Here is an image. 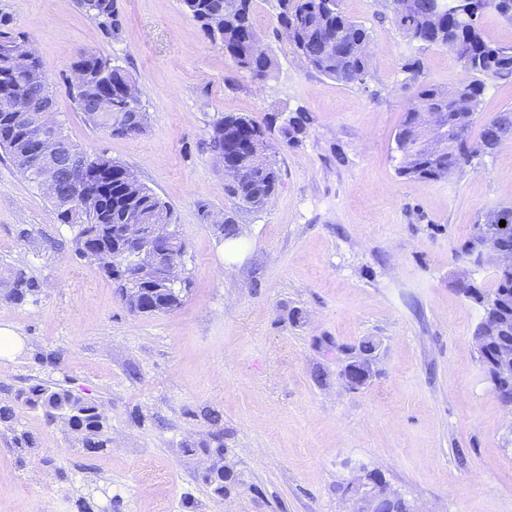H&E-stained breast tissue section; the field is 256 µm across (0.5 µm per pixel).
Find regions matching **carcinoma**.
Wrapping results in <instances>:
<instances>
[{"label":"carcinoma","mask_w":512,"mask_h":512,"mask_svg":"<svg viewBox=\"0 0 512 512\" xmlns=\"http://www.w3.org/2000/svg\"><path fill=\"white\" fill-rule=\"evenodd\" d=\"M244 8H231L228 0H182L185 11L200 25L205 36L220 41L224 55L235 66L253 77L266 78L274 67L268 52L258 53L254 45L261 42L253 26L254 0H242ZM392 11V20L398 30L410 41L424 48L439 47L448 50L469 74L465 84L448 86L418 81L423 61L413 59L405 65L411 80L417 82L413 99L404 112L395 134L396 150L400 155L397 175L404 179L441 180L472 164L473 160L493 154L512 142V110L496 113L481 125L478 136L472 135L475 117L489 79L506 80L512 77V43L492 39L484 28V20L492 16L512 25V0H410L404 12L400 0H385ZM99 12H86L106 32L115 34L119 25L114 20V0H97ZM277 28L288 29V44L309 67L319 74L345 86H364L371 76V59L360 53L358 47L370 42L369 29L350 19L336 8V0H277ZM221 16L217 32H209L211 20ZM25 38L11 27V18L0 15V92L11 89L21 96L24 88L32 92L42 88L45 76L41 59L33 61L30 69L19 73L10 66L12 44ZM84 73L81 90L70 94L85 119L97 125L94 113L101 96L112 98V111L126 118L127 126L121 134L132 137L140 134L146 115L136 106L128 105L123 87L129 73L111 59L91 52H81L71 63ZM441 108L447 116L449 136L443 147L434 151L425 146L418 129L417 115L432 108ZM224 126H233L238 139L224 142V165L236 164L244 168L241 178L225 186V193L236 205L259 208L263 197L277 190L279 169L274 159L268 134L278 130L281 142L291 146L305 133L307 117L298 110L279 122L271 116L263 123L239 113H224L217 118ZM49 202L61 224H71L66 197L51 195ZM508 228L498 231L501 248L512 253V206L494 209ZM138 217L143 224L174 223L171 206L146 186L131 193L120 180L107 184V190L86 212L83 223L76 225L73 239L76 252L86 243L110 255L98 265L103 276L112 281L119 293L127 287L120 274H114L113 260L122 257L119 247L121 225ZM487 215L478 216L469 238L461 248L462 258L480 249L483 236L479 225ZM494 283L489 289L471 283L461 288L465 297L473 300L482 310V320L474 335L481 336L490 325H497L499 339L485 346L480 361L493 376L496 393L512 398V379L504 380L497 371L503 348L512 351V266L493 271ZM0 287L5 298L23 304L34 295L39 283L21 267H7L0 275ZM16 400L43 412L44 416L58 415L68 425L77 427L82 435L83 447L96 451L107 447L109 439L104 432V416L94 402L73 395L65 389L52 390L35 384L19 393ZM415 505L404 496L382 500L375 512H413Z\"/></svg>","instance_id":"carcinoma-1"}]
</instances>
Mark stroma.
I'll list each match as a JSON object with an SVG mask.
<instances>
[{"instance_id": "35a3bbf8", "label": "stroma", "mask_w": 512, "mask_h": 512, "mask_svg": "<svg viewBox=\"0 0 512 512\" xmlns=\"http://www.w3.org/2000/svg\"><path fill=\"white\" fill-rule=\"evenodd\" d=\"M114 6L113 36L75 0H0L42 59L70 140L173 207L191 287L173 311L132 313L0 149V266L40 284L22 305L0 297V330L18 338L0 355V397L38 382L69 390L99 405L112 439L87 452L63 421L16 406L0 423V512H346L343 487L373 469L421 512H512V405L486 378L483 311L459 288L492 285L460 248L478 214L512 204V144L440 181L396 172L406 61L445 84L461 75L456 58L405 38L382 0H342L372 37L370 79L345 86L274 36L276 0H256L275 60L259 81L180 0ZM82 51L131 74L147 117L137 137L93 128L75 107L66 79ZM298 110L309 123L276 150L272 203L233 207L205 148L213 121ZM203 205L233 214L240 239L219 242ZM362 356L371 377L349 388L343 370ZM24 432L34 447L17 446ZM218 440L220 458L208 453Z\"/></svg>"}]
</instances>
